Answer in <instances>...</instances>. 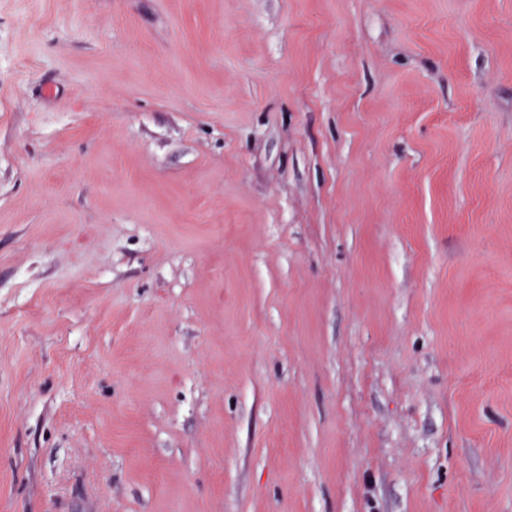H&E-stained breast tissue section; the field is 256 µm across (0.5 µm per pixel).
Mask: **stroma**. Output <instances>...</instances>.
Here are the masks:
<instances>
[{
  "mask_svg": "<svg viewBox=\"0 0 512 512\" xmlns=\"http://www.w3.org/2000/svg\"><path fill=\"white\" fill-rule=\"evenodd\" d=\"M0 512H512V0H0Z\"/></svg>",
  "mask_w": 512,
  "mask_h": 512,
  "instance_id": "1",
  "label": "stroma"
}]
</instances>
